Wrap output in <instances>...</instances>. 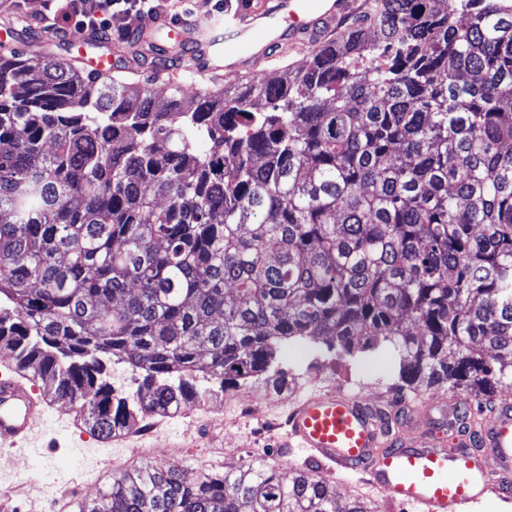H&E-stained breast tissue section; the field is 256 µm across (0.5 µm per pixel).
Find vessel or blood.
<instances>
[{
    "mask_svg": "<svg viewBox=\"0 0 512 512\" xmlns=\"http://www.w3.org/2000/svg\"><path fill=\"white\" fill-rule=\"evenodd\" d=\"M359 0H230L223 13L187 23L162 16L144 18L132 35L143 45L166 32L175 47L187 50L191 65L168 69L170 81L184 78L239 77L275 69L278 50H292L339 31ZM462 399L424 401L413 407V420L440 413L460 416ZM47 414L35 379L13 364L0 365V447L23 444ZM287 436L311 458L338 471L367 466L375 485L395 502L418 512H449L461 502L512 486V405L502 404L481 422L479 447L463 436L444 445L398 432V446L385 445L381 417L370 412L359 394L342 390L311 392L295 402L286 422Z\"/></svg>",
    "mask_w": 512,
    "mask_h": 512,
    "instance_id": "b4317fda",
    "label": "vessel or blood"
}]
</instances>
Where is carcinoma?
I'll return each mask as SVG.
<instances>
[{"instance_id": "1", "label": "carcinoma", "mask_w": 512, "mask_h": 512, "mask_svg": "<svg viewBox=\"0 0 512 512\" xmlns=\"http://www.w3.org/2000/svg\"><path fill=\"white\" fill-rule=\"evenodd\" d=\"M320 339L390 343L416 395L512 387V0H371L301 68L162 102L0 51L1 355L106 439L203 381L286 389L277 353ZM79 512H336V486L155 463Z\"/></svg>"}]
</instances>
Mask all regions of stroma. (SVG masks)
<instances>
[{
    "label": "stroma",
    "mask_w": 512,
    "mask_h": 512,
    "mask_svg": "<svg viewBox=\"0 0 512 512\" xmlns=\"http://www.w3.org/2000/svg\"><path fill=\"white\" fill-rule=\"evenodd\" d=\"M43 0H0V41L28 46L39 35ZM292 384L275 392L256 383L236 393L211 391L198 404L162 419L153 433L137 429L121 444L58 433L56 415H71L69 404L55 401L41 427L38 451L15 452L0 462V499L18 512H78L111 484L113 475L155 463L163 451L169 463L189 471L220 474L248 465L273 464L281 472L306 468L308 457L288 447L283 423L293 401L311 390L368 389L375 407L402 406L406 392L398 385V356L387 344L356 356L337 357L325 346L292 344L278 358ZM339 508L361 500L377 512H416L409 504L389 501L363 470L337 479ZM66 508H59V501Z\"/></svg>",
    "instance_id": "obj_1"
}]
</instances>
